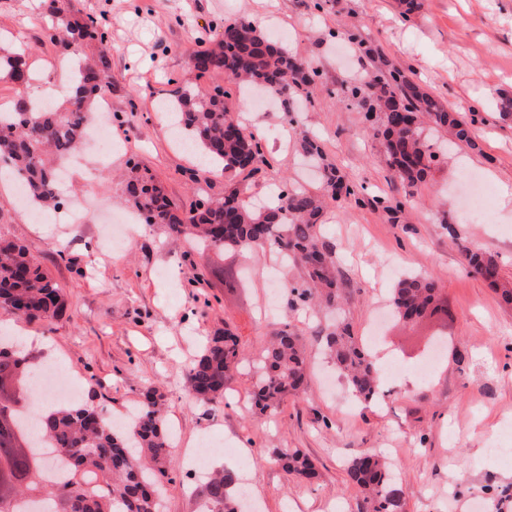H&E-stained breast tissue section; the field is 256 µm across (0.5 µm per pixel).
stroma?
<instances>
[{"instance_id":"1","label":"stroma","mask_w":512,"mask_h":512,"mask_svg":"<svg viewBox=\"0 0 512 512\" xmlns=\"http://www.w3.org/2000/svg\"><path fill=\"white\" fill-rule=\"evenodd\" d=\"M103 17L112 43L113 145L107 165L77 172L66 192L85 204L83 224H39L19 200L12 179L0 177V239L31 246L62 290L65 308L52 325L27 323L0 309V330L19 326L36 357L57 359L82 396L119 414L158 388L172 432L162 512H196L199 479L188 478V453L218 442L210 468L240 473L256 512H357L358 493L345 470L361 450L393 459L407 512H512V308L467 268L463 247L496 253L512 282V116H501V97L512 96V0H422L404 12L399 0H71ZM262 20L265 33L284 32L288 50L317 67L319 78L300 111L254 108L238 96L224 105L246 132L260 138L263 155L248 178L247 201L258 203L275 186L315 179L303 175L299 143L317 137L328 159L357 191L358 201H328L321 226L335 252L349 294L345 315L366 335L378 309L389 307L397 280L422 274L435 281L451 315L386 327L375 354L379 368L398 363L402 373L381 376L382 400L355 402L333 367L318 330L328 313H289L293 328L309 336L312 371L304 389L281 413L252 406V375L278 320L267 314L269 274L299 278L279 254L244 255L191 245L143 225L117 249L103 244L99 225L133 216L126 201L132 164L149 168L177 203L223 195L230 177L210 172L186 152L159 108L176 78L194 89L225 84L221 74L197 77L192 54L201 39L218 38L225 19ZM42 0H0V44L24 48L32 95L69 83L56 48L42 40ZM361 30L368 45L410 71L413 80L459 112L477 133L478 149L453 147L416 194L399 222L377 204L397 185L359 106L340 85L367 74L360 50L336 56L344 27ZM479 179L491 195L485 223H468L452 193ZM244 270L237 288L226 270ZM236 334L246 367L235 372L222 404L196 400L184 371L207 337L223 328ZM449 345L427 378L415 368L432 351L434 332ZM300 449L319 469L318 484L286 474L274 449Z\"/></svg>"}]
</instances>
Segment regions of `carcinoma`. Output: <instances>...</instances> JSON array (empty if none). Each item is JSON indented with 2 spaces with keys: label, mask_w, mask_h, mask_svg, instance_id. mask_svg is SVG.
I'll return each mask as SVG.
<instances>
[{
  "label": "carcinoma",
  "mask_w": 512,
  "mask_h": 512,
  "mask_svg": "<svg viewBox=\"0 0 512 512\" xmlns=\"http://www.w3.org/2000/svg\"><path fill=\"white\" fill-rule=\"evenodd\" d=\"M50 24L44 40L75 61L70 94L61 106L43 110L21 82L29 84L24 55L0 46V78L14 84L12 108L0 112V161L29 186L32 199L42 207L56 203V175L52 157L75 150L85 135L87 116L102 93L112 92V46L103 18L75 12L66 0H45ZM94 43L97 54L87 56L84 47ZM372 68L367 80L341 84L344 97L365 110L375 125L376 138L393 177L401 185L400 197L376 200L396 222L416 202L418 188L427 182L438 155L433 134L444 133L451 142L472 149L469 123L415 82L406 72L372 48L364 50ZM197 76L222 73L228 86H215L199 94L188 86H176L165 99L175 122L191 145L208 158L220 173L253 174L251 164L262 147L258 139L237 126L224 107L234 92H263L292 112L308 94L319 71L288 52L282 43L261 33L245 18L224 20L218 40L191 58ZM300 151L317 167L320 189L284 186L273 202L259 207L244 199L246 188L234 186L221 198L195 199L185 210L173 204L151 172L132 167L126 185L128 201L144 223L158 225L171 236H183L203 245L237 254L267 246L300 268V279L287 285L290 308L325 306L343 312L348 298L341 288L340 271L332 250L321 233L320 220L326 199L338 201L355 190L335 166L325 163L321 145L305 136ZM471 268L512 307V286L501 281L498 255L464 248ZM58 284L36 262L29 245L0 242V308L34 321L50 324L64 308ZM395 319L408 323L424 310L430 316L448 314L439 303L434 281L406 276L392 290ZM331 362L347 380L352 396L370 403L380 394L378 365L350 325L338 318L325 335ZM32 357L0 337V400L4 389L21 379ZM241 363L238 338L228 328L210 338L186 371L185 380L195 397L205 403L224 400V391ZM308 377L305 337L284 322L275 329L255 365L253 400L262 413L277 412L290 395L297 394ZM9 412L0 409V449L6 442L23 440L36 458L25 488L13 485L9 497L0 494V512H16L20 499L47 502V512H160L166 484L172 482L167 448L169 431L164 409L152 391L145 393L139 412L122 428L103 424L101 414L88 401L78 400L31 420L44 443L58 448L64 479L51 484L45 477V457L32 437L20 401ZM276 463L289 475L313 483L320 473L301 450L277 451ZM395 464L370 451H361L347 464L350 484L359 493L358 512H406L402 486L394 478ZM237 474L229 469L213 473L198 497L209 504L208 512H242Z\"/></svg>",
  "instance_id": "obj_1"
}]
</instances>
